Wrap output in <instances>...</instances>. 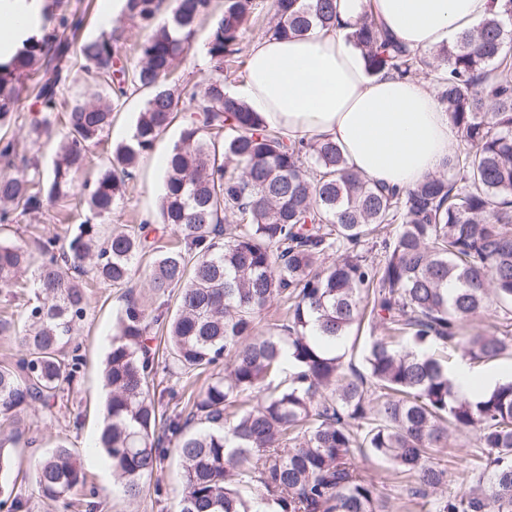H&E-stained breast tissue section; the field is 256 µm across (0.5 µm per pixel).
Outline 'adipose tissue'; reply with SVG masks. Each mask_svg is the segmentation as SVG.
<instances>
[{
  "mask_svg": "<svg viewBox=\"0 0 512 512\" xmlns=\"http://www.w3.org/2000/svg\"><path fill=\"white\" fill-rule=\"evenodd\" d=\"M339 28L257 43L234 95L293 141L326 137L346 167L403 190L440 170L459 131L416 78L369 75L345 37L363 8L409 48L433 51L489 17L491 0H336Z\"/></svg>",
  "mask_w": 512,
  "mask_h": 512,
  "instance_id": "ef3b65f1",
  "label": "adipose tissue"
}]
</instances>
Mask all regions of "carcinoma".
<instances>
[{
  "mask_svg": "<svg viewBox=\"0 0 512 512\" xmlns=\"http://www.w3.org/2000/svg\"><path fill=\"white\" fill-rule=\"evenodd\" d=\"M126 0L123 16L150 30L140 62L118 65L120 36L104 30L80 53L92 86L104 90L66 105V131L50 172L28 157L0 176V227L50 204L77 198L93 217L112 215L140 159L169 127L180 135L166 159L158 223L177 245L146 247L149 224L105 231L86 221L65 238L39 234L33 265L25 240L0 237V293L26 287L21 356L0 365V472L9 471L20 413L50 405L72 382L79 356L66 348L87 317V281L129 287L152 252L146 286L176 297L167 321L173 365L183 374L224 364L182 408L160 411L151 323L138 303L116 318L104 367L109 389L97 447L125 493L162 468L169 443L182 465L179 512H393L358 459L393 470L400 482L431 493L429 512H512V379L476 399L455 388L459 365L512 356V0L433 56L400 42L363 11L349 41L367 69L401 77L423 72L461 133L443 173L395 192L349 172L328 139L291 142L224 90L238 62L255 0ZM273 36L339 26L334 0H275ZM213 17L205 50L209 78L180 112L167 82L201 19ZM81 20L65 14L0 55V129L15 120L25 81L37 80L40 118L31 134L51 133ZM150 91L130 137L116 145L94 179L76 176L129 92ZM382 237L383 259L358 250ZM336 259L326 263V256ZM285 319L258 330L273 301ZM493 318L489 330L474 326ZM373 334L364 370L343 346L362 327ZM459 448L470 472L448 488L440 451ZM42 497L58 500L84 485L74 454L59 443L38 462Z\"/></svg>",
  "mask_w": 512,
  "mask_h": 512,
  "instance_id": "carcinoma-1",
  "label": "carcinoma"
}]
</instances>
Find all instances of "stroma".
Here are the masks:
<instances>
[{"label": "stroma", "instance_id": "1", "mask_svg": "<svg viewBox=\"0 0 512 512\" xmlns=\"http://www.w3.org/2000/svg\"><path fill=\"white\" fill-rule=\"evenodd\" d=\"M100 2L63 0L62 8L83 17L84 23L77 33L78 40L97 36L108 24L118 27L122 60L127 66L137 65L140 60L138 49L148 36L147 30L119 15L104 19L99 9ZM210 29V20L199 23L191 50L179 61L173 74L172 83L181 91L179 110H191V91L211 73V64L205 52ZM83 64L82 57L77 56L72 60L69 79L60 91L61 108L56 112L52 135L33 140L30 120L39 106L32 85H25L21 91L15 121L7 134L16 140L20 154L38 157L43 169H50L63 135L64 104L82 96L87 89ZM145 98V92H134L120 112L113 114L108 137L93 152L94 167H101L110 157L113 146L129 138ZM178 138V126H171L157 140L153 150L141 160L135 179L130 182L124 198L112 212L113 223L138 224L154 220L163 194V161ZM146 275V267L137 269L132 282L134 290L130 293L95 282L88 288L90 310L78 338L82 356L80 372L59 393L52 409L38 408V422L34 429L36 443L15 448L14 466L0 474V483L6 484L13 494L27 500L28 512H84L82 503L87 499L93 500L96 512H176L178 508L182 494V470L176 451H169L161 472L143 478L141 494L131 498L122 492L106 455L93 448L103 422L107 390L103 385L102 368L111 348L116 314L125 308L131 297L137 299L146 310L151 311L158 306L143 285ZM34 302V291L30 288L14 297L0 295V318H8L11 322L9 329L0 331V362L19 355L17 331L23 326L25 313ZM170 362L169 356L160 354L155 380L156 385L167 392L162 399L163 408L167 411L172 410L175 404L187 401L189 395L197 392L205 382L201 376L188 380L177 377ZM60 442L77 450L78 463L87 477V484L74 490L67 499L54 502L38 495L31 475L37 462ZM362 468L374 480L380 492L390 498L396 512H427L423 499L407 496L391 469L369 461L363 462Z\"/></svg>", "mask_w": 512, "mask_h": 512}]
</instances>
